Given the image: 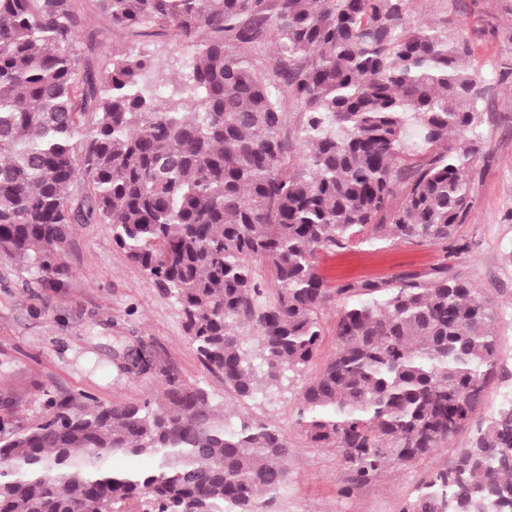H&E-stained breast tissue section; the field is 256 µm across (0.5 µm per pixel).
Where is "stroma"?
<instances>
[{
  "label": "stroma",
  "instance_id": "stroma-1",
  "mask_svg": "<svg viewBox=\"0 0 512 512\" xmlns=\"http://www.w3.org/2000/svg\"><path fill=\"white\" fill-rule=\"evenodd\" d=\"M84 26L76 45L94 65L105 63L116 46L150 45L167 51L168 36L113 32L94 0H77ZM413 23H439L468 41L467 64L489 91L481 105L482 149L473 163L474 209L457 235L468 253L449 260L440 244L410 242L357 244L336 255H322L317 270L327 287L347 281L426 274L450 263L452 271L492 300L501 338L497 376L488 384L482 413L512 395V81L495 83L512 64V0H410ZM67 282L46 288L0 258V421L15 426L40 420L51 397L88 394L102 403H139L156 399L167 372L187 384L206 386L223 399L224 385L201 364L185 335L179 307L112 242L108 224L75 225L64 255ZM337 308L319 314L322 346L301 376L273 400L241 404L244 413L274 421L288 439L289 477L277 494V512H399L417 486L445 468L454 451L466 447L471 431L460 433L452 449L388 467L376 479L352 486L350 473L335 449L308 442L296 424L300 393L336 352ZM139 340L154 369L146 375L113 369L116 337Z\"/></svg>",
  "mask_w": 512,
  "mask_h": 512
}]
</instances>
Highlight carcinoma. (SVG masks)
<instances>
[{
    "label": "carcinoma",
    "instance_id": "1",
    "mask_svg": "<svg viewBox=\"0 0 512 512\" xmlns=\"http://www.w3.org/2000/svg\"><path fill=\"white\" fill-rule=\"evenodd\" d=\"M95 2L114 32L172 37L168 56L117 48L96 68L74 49L75 0H0V257L61 287L73 226L112 225L233 402L173 372L154 403L51 397L45 419L0 427V512H272L291 448L236 404L304 372L335 302L336 353L297 408L307 440L360 484L473 427L401 512H512V466L489 452L512 436V400L474 420L498 369L493 302L446 264L334 289L316 269L360 235L467 250L487 87L462 35L409 22V0ZM268 36L271 68L247 53Z\"/></svg>",
    "mask_w": 512,
    "mask_h": 512
}]
</instances>
